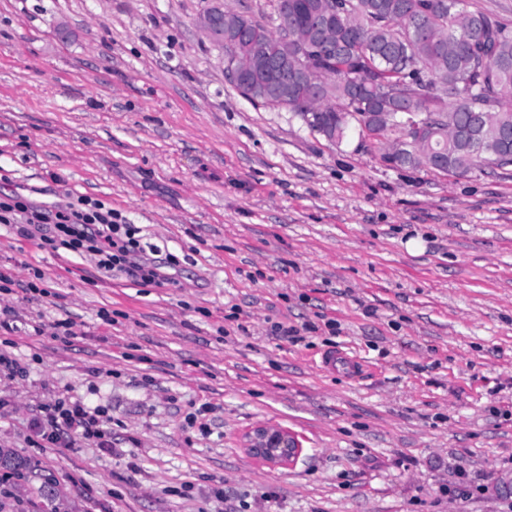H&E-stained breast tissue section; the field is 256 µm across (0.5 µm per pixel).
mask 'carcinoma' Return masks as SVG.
<instances>
[{
    "mask_svg": "<svg viewBox=\"0 0 512 512\" xmlns=\"http://www.w3.org/2000/svg\"><path fill=\"white\" fill-rule=\"evenodd\" d=\"M272 0V13L224 12V61L288 56V77L232 82L255 105L277 104L342 145H380L381 160L469 174L512 165V29L465 0ZM0 468L29 487L27 512H68L37 462L0 448Z\"/></svg>",
    "mask_w": 512,
    "mask_h": 512,
    "instance_id": "cac0c4a2",
    "label": "carcinoma"
}]
</instances>
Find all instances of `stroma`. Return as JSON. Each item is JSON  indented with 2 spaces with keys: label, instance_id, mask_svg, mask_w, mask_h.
I'll list each match as a JSON object with an SVG mask.
<instances>
[{
  "label": "stroma",
  "instance_id": "35a3bbf8",
  "mask_svg": "<svg viewBox=\"0 0 512 512\" xmlns=\"http://www.w3.org/2000/svg\"><path fill=\"white\" fill-rule=\"evenodd\" d=\"M204 7L0 0V192L101 200L179 259L177 285L139 286L0 224V353L22 368L0 371V448L73 512H512V167L394 169L253 105ZM335 350L363 378L315 367ZM61 400L102 407L108 447L37 446ZM261 424L298 436L293 466L245 452Z\"/></svg>",
  "mask_w": 512,
  "mask_h": 512
}]
</instances>
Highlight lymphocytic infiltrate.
Instances as JSON below:
<instances>
[{
    "label": "lymphocytic infiltrate",
    "mask_w": 512,
    "mask_h": 512,
    "mask_svg": "<svg viewBox=\"0 0 512 512\" xmlns=\"http://www.w3.org/2000/svg\"><path fill=\"white\" fill-rule=\"evenodd\" d=\"M0 224H19L27 237H39L41 247L64 249L95 261L99 272H120L133 283L169 284L174 255L157 261L145 258L135 231L122 214L98 199L80 197L46 208L12 193L0 194ZM104 411L75 402H57L46 407L37 421L44 440L56 443L69 430L82 439H99Z\"/></svg>",
    "instance_id": "1"
}]
</instances>
